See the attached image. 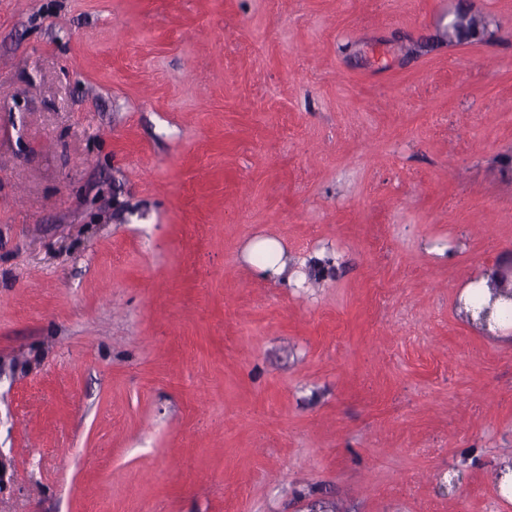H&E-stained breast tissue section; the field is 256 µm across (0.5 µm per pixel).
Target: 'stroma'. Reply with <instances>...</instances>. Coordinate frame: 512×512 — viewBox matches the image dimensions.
Instances as JSON below:
<instances>
[{
  "mask_svg": "<svg viewBox=\"0 0 512 512\" xmlns=\"http://www.w3.org/2000/svg\"><path fill=\"white\" fill-rule=\"evenodd\" d=\"M509 262L512 0H0V512H512ZM249 253L253 263L262 274L276 278L286 276L289 280L288 263L284 260L282 249L276 240L258 239L251 243ZM268 255H274V260H267Z\"/></svg>",
  "mask_w": 512,
  "mask_h": 512,
  "instance_id": "35a3bbf8",
  "label": "stroma"
}]
</instances>
